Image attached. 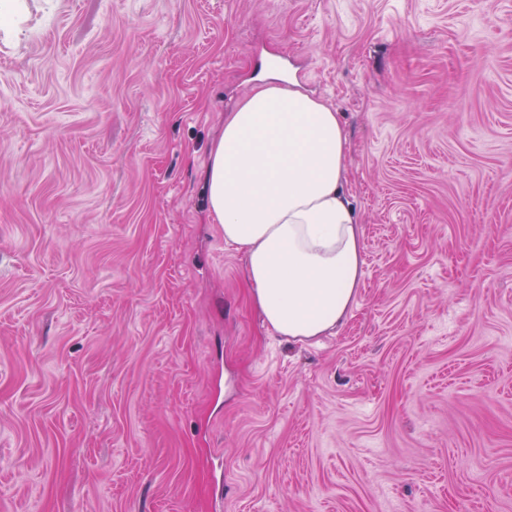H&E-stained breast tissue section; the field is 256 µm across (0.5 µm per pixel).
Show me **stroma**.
I'll return each mask as SVG.
<instances>
[{
	"label": "stroma",
	"instance_id": "35a3bbf8",
	"mask_svg": "<svg viewBox=\"0 0 512 512\" xmlns=\"http://www.w3.org/2000/svg\"><path fill=\"white\" fill-rule=\"evenodd\" d=\"M0 512H512V0H19ZM339 112L336 332L274 335L203 166L269 70Z\"/></svg>",
	"mask_w": 512,
	"mask_h": 512
}]
</instances>
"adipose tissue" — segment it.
Masks as SVG:
<instances>
[{"instance_id":"obj_1","label":"adipose tissue","mask_w":512,"mask_h":512,"mask_svg":"<svg viewBox=\"0 0 512 512\" xmlns=\"http://www.w3.org/2000/svg\"><path fill=\"white\" fill-rule=\"evenodd\" d=\"M339 112L266 79L224 118L203 169L207 211L243 256L269 329L307 341L342 324L363 275Z\"/></svg>"}]
</instances>
